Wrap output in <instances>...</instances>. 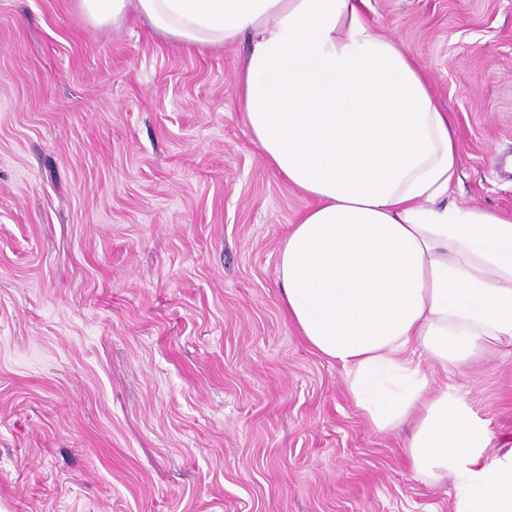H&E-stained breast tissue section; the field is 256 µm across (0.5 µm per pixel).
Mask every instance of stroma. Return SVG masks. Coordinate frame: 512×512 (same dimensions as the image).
<instances>
[{"instance_id":"35a3bbf8","label":"stroma","mask_w":512,"mask_h":512,"mask_svg":"<svg viewBox=\"0 0 512 512\" xmlns=\"http://www.w3.org/2000/svg\"><path fill=\"white\" fill-rule=\"evenodd\" d=\"M364 11L451 116L449 202L512 214V0ZM247 50L0 0V512H454L411 425L372 432L286 316L278 252L316 201L249 135ZM432 380L512 437V356Z\"/></svg>"}]
</instances>
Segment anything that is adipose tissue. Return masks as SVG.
I'll return each instance as SVG.
<instances>
[{"instance_id":"1","label":"adipose tissue","mask_w":512,"mask_h":512,"mask_svg":"<svg viewBox=\"0 0 512 512\" xmlns=\"http://www.w3.org/2000/svg\"><path fill=\"white\" fill-rule=\"evenodd\" d=\"M366 0H78L103 26L136 7L169 42L249 37L238 71L251 138L317 201L277 261L289 321L344 371L374 432L412 422L420 477L453 480L455 512H512V448L490 445L466 396L432 389L512 346V215L449 203L458 147L426 67L367 19Z\"/></svg>"}]
</instances>
